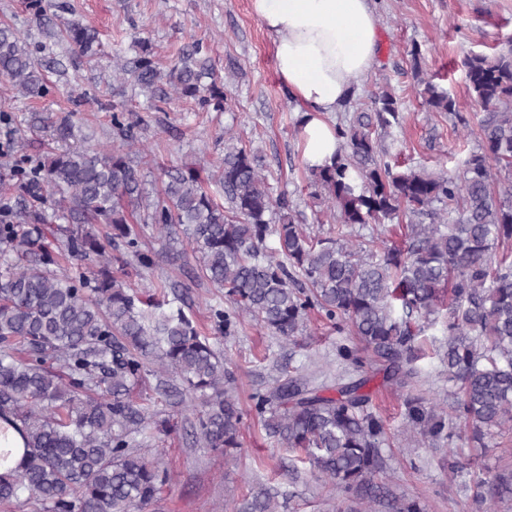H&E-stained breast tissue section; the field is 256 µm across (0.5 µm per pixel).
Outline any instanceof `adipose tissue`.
<instances>
[{
  "instance_id": "ef3b65f1",
  "label": "adipose tissue",
  "mask_w": 512,
  "mask_h": 512,
  "mask_svg": "<svg viewBox=\"0 0 512 512\" xmlns=\"http://www.w3.org/2000/svg\"><path fill=\"white\" fill-rule=\"evenodd\" d=\"M272 38L280 81L299 104L301 148L308 166L331 163L335 111L370 70L377 54L376 0H251Z\"/></svg>"
}]
</instances>
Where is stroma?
<instances>
[{
    "mask_svg": "<svg viewBox=\"0 0 512 512\" xmlns=\"http://www.w3.org/2000/svg\"><path fill=\"white\" fill-rule=\"evenodd\" d=\"M50 2L58 27L72 22L92 26L100 46L93 58L82 57L42 33L27 0H0V21L27 36L43 74L56 87L53 95L25 98L0 79V111L10 117L9 123L0 122L1 144L20 142L24 154L37 156L44 136L28 129L29 114L68 111L74 112L76 124L93 130L96 141L112 143L117 137L112 126V103L117 99L112 92L114 53L133 61L138 42L146 41L166 67L191 39H200L216 74L226 80L227 111L206 112L192 101L171 100L158 112L131 86L119 98L136 123L135 134L152 151L153 162L144 169L147 189H158L166 171L174 168H212L224 155V131L230 128L242 145L261 156L273 195L287 199L299 223L324 237L333 232L335 217L311 195L298 104L277 76L272 39L254 15L251 0ZM378 33V55L366 79L351 101L328 114V121L344 125L361 113L375 115V94L390 91L398 101L399 120L380 132L389 152L406 167L433 173L457 170L479 145L480 108L469 96L462 61L473 53H493L512 39V0H381ZM424 80L447 90L459 105L457 112L430 110L421 94ZM133 230L156 261L150 269L126 265L134 288L144 291L152 282L167 279L177 283L185 313L202 318L209 307L228 308L223 292L197 278L192 256L171 259L150 227L137 224ZM446 339L440 324L418 338L424 354L417 362L415 393L428 407L446 400L451 388L439 359ZM213 344L228 361L233 394L246 411L242 447L227 458L192 446L185 432L171 434L163 461L172 468V481L148 512H225L226 505L261 484L286 496V512H349L356 507V494H339L315 481L308 466L276 447L248 413L251 394L272 384L275 361L317 386L357 377L359 368L339 356L341 348H356V338L315 318L306 335L287 341L246 320L237 332L216 337ZM367 389L373 394L371 410L386 431L381 445L386 466L373 482L392 492L377 504V512H393L399 498L419 500L423 512H472L474 479L495 473L498 465L512 464V434L489 439L485 449H473L464 426L450 418L446 429L451 440L432 444L411 423L404 395L384 388L378 376ZM452 450L460 463L454 475L448 471Z\"/></svg>",
    "mask_w": 512,
    "mask_h": 512,
    "instance_id": "stroma-1",
    "label": "stroma"
}]
</instances>
